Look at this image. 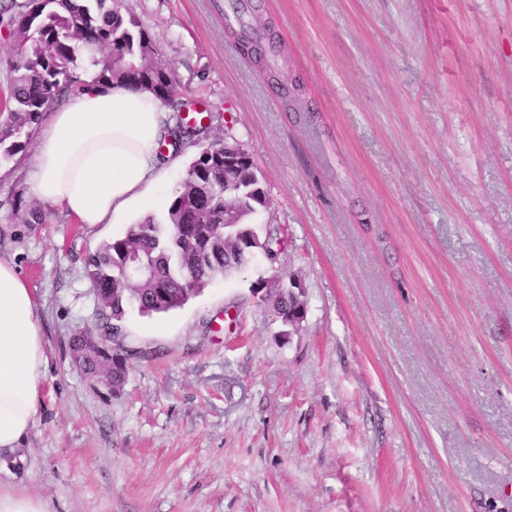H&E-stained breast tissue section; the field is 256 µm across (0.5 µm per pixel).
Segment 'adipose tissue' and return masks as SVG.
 <instances>
[{"instance_id": "adipose-tissue-1", "label": "adipose tissue", "mask_w": 512, "mask_h": 512, "mask_svg": "<svg viewBox=\"0 0 512 512\" xmlns=\"http://www.w3.org/2000/svg\"><path fill=\"white\" fill-rule=\"evenodd\" d=\"M166 114L151 94L88 82L52 113L33 160L31 186L80 223L122 224L163 172ZM48 359L33 291L0 259V455L34 423Z\"/></svg>"}]
</instances>
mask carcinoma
I'll return each mask as SVG.
<instances>
[{"instance_id":"1","label":"carcinoma","mask_w":512,"mask_h":512,"mask_svg":"<svg viewBox=\"0 0 512 512\" xmlns=\"http://www.w3.org/2000/svg\"><path fill=\"white\" fill-rule=\"evenodd\" d=\"M10 27L14 44L7 65L13 73L1 111L8 113L7 130L0 134V163L22 151L19 137L44 120L51 106L86 85L82 69L94 70L98 83L119 81L152 93L177 112L168 138L179 145L198 136L201 129L181 120L184 103L175 98L173 73L151 70L156 44L126 17L116 0H23L16 5ZM119 45L118 62H112V43ZM16 140L10 144V137ZM268 204L255 174L231 187L224 195V141L202 148L190 161L183 180L167 209L166 223L146 217L130 224L124 233L100 244L85 259L84 275L102 294L105 331L125 335L127 312L160 313L184 305L195 292L209 286L229 270H240L247 252L224 249V236L240 229L250 250L260 249L276 258L283 239L268 231L259 235L250 218ZM148 266V279L126 285L117 276L130 255ZM123 364L110 365L119 381L130 361L146 357L143 351L124 349Z\"/></svg>"}]
</instances>
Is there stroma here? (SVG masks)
Returning <instances> with one entry per match:
<instances>
[{
    "mask_svg": "<svg viewBox=\"0 0 512 512\" xmlns=\"http://www.w3.org/2000/svg\"><path fill=\"white\" fill-rule=\"evenodd\" d=\"M119 0L212 120L132 221H166L190 160L249 154L276 228L184 306L130 310L149 351L112 390L71 359L98 331L84 260L121 224L33 196L40 131L0 164V258L49 358L0 492L46 512H512V0ZM272 31L296 108L237 49ZM42 209L43 224L25 221ZM300 280L284 326L251 286Z\"/></svg>",
    "mask_w": 512,
    "mask_h": 512,
    "instance_id": "stroma-1",
    "label": "stroma"
}]
</instances>
